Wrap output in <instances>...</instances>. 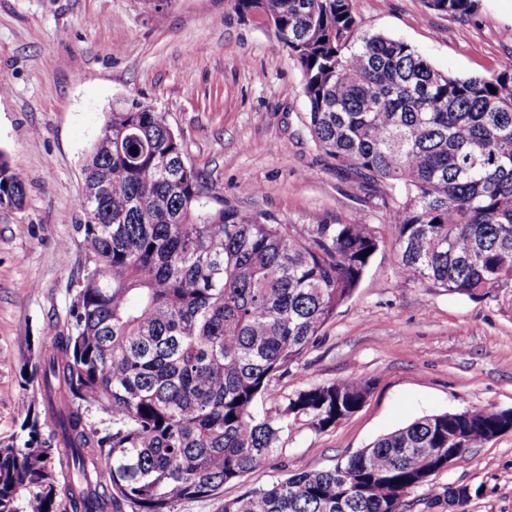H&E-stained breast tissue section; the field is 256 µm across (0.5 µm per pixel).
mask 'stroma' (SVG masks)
<instances>
[{
	"label": "stroma",
	"mask_w": 512,
	"mask_h": 512,
	"mask_svg": "<svg viewBox=\"0 0 512 512\" xmlns=\"http://www.w3.org/2000/svg\"><path fill=\"white\" fill-rule=\"evenodd\" d=\"M356 8L364 31L408 42L439 71L488 75L512 64V0H480L469 21L422 0ZM0 82V151L26 186L21 209H0V444L21 438L38 396L29 378L37 340L64 319L79 276L85 157L113 105L132 100L167 113L188 163L225 203L286 224H373L386 241L256 408L270 416L305 386L351 377L373 382L364 404L323 431L297 417L263 469L178 512H221L249 489L333 467L423 416L512 410V288L471 299L397 280L379 196L317 149L299 65L234 0H0ZM451 485L473 490L469 512H512V431L410 491L402 512H448Z\"/></svg>",
	"instance_id": "stroma-1"
}]
</instances>
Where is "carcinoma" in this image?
<instances>
[{
    "label": "carcinoma",
    "instance_id": "cac0c4a2",
    "mask_svg": "<svg viewBox=\"0 0 512 512\" xmlns=\"http://www.w3.org/2000/svg\"><path fill=\"white\" fill-rule=\"evenodd\" d=\"M355 2L234 0L299 64L315 145L379 187L398 279L469 298L512 286V65L441 72L363 31ZM423 3L469 20L479 0ZM184 156L166 113L135 100L112 108L86 156L81 276L32 368L41 401L23 440L0 446V512H176L263 468L285 417L322 431L369 394L351 379L298 391L276 417L255 411L358 287L378 228L226 207ZM25 196L0 152V208ZM94 409L108 415L101 428ZM511 428L507 410L426 416L222 512H401L453 439L473 448ZM445 495L468 512L469 487Z\"/></svg>",
    "mask_w": 512,
    "mask_h": 512
}]
</instances>
